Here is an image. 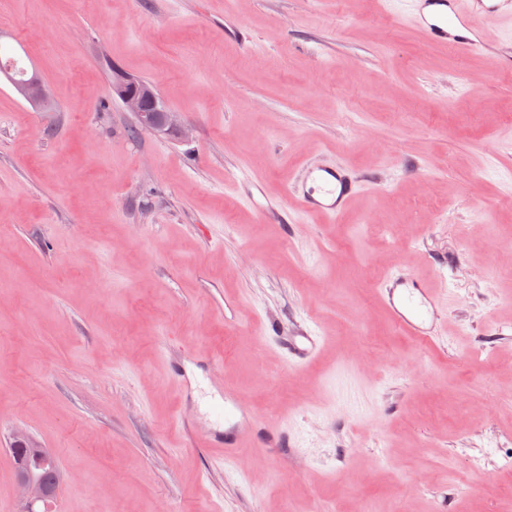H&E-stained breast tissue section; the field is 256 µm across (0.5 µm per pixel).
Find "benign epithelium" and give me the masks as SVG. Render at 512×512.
<instances>
[{
	"label": "benign epithelium",
	"instance_id": "7a95c632",
	"mask_svg": "<svg viewBox=\"0 0 512 512\" xmlns=\"http://www.w3.org/2000/svg\"><path fill=\"white\" fill-rule=\"evenodd\" d=\"M16 89L37 111L55 110L50 90L37 75L33 74L28 80L17 83ZM112 95L121 100L125 109L134 114L143 128L158 134H166L178 128L176 116L167 108L154 85L135 81L125 73L115 70L112 72ZM27 442L26 432L17 430L12 434L11 450L15 451L19 498L26 512L53 495L52 489L43 480L31 474V462L55 463L52 453L38 448L33 449V458L26 457L24 445Z\"/></svg>",
	"mask_w": 512,
	"mask_h": 512
}]
</instances>
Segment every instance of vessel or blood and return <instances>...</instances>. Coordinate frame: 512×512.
I'll return each instance as SVG.
<instances>
[{"label":"vessel or blood","mask_w":512,"mask_h":512,"mask_svg":"<svg viewBox=\"0 0 512 512\" xmlns=\"http://www.w3.org/2000/svg\"><path fill=\"white\" fill-rule=\"evenodd\" d=\"M477 13L492 14L512 24V0H412L410 20L427 41L448 46L456 53H467L486 49L489 44L486 35L475 33L468 26L469 19ZM360 187V180L344 166L310 164L280 197H263V187L257 181L247 186L246 194L258 198V209L266 221L284 224L292 206L306 214L335 220L348 209ZM376 293L395 327L419 345H430L433 336L447 326L436 309L442 295L440 289L401 274H390L380 282ZM320 344V336L311 329L289 337L285 348L289 363L302 365L315 356ZM260 425V420L249 419L247 430L230 427L223 435L210 437L205 445L223 448L225 457H239L244 449L257 447L259 440L252 432Z\"/></svg>","instance_id":"obj_1"}]
</instances>
